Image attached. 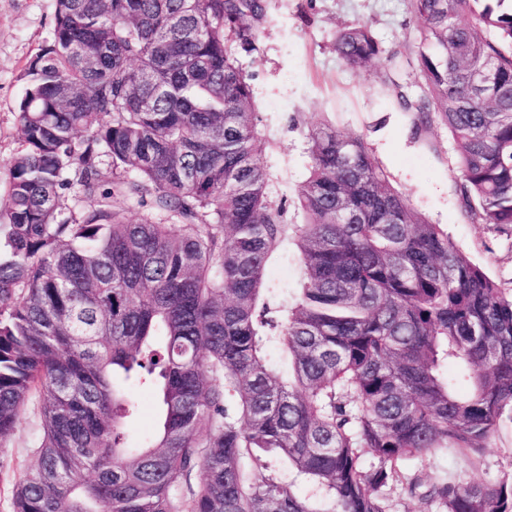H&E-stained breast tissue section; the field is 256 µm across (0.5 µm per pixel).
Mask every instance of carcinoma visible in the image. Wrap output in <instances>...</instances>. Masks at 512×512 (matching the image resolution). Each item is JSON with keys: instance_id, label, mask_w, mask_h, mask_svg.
Segmentation results:
<instances>
[{"instance_id": "carcinoma-1", "label": "carcinoma", "mask_w": 512, "mask_h": 512, "mask_svg": "<svg viewBox=\"0 0 512 512\" xmlns=\"http://www.w3.org/2000/svg\"><path fill=\"white\" fill-rule=\"evenodd\" d=\"M411 10L421 82L415 96L393 83L397 96L418 127L450 132L472 219L510 226L512 0ZM265 18L264 0H55L0 209V441L30 402L42 424L14 512H388L398 462L479 451L512 414V293L362 138L310 135L305 223L269 197L229 45L254 50ZM334 48L355 71L385 53L364 25ZM116 195L145 214L126 218ZM290 240L304 281L288 307L264 272ZM132 387L158 399L136 446ZM264 453L292 481L257 477ZM422 500L512 512V486L448 483Z\"/></svg>"}]
</instances>
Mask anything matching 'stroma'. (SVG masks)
<instances>
[{
    "label": "stroma",
    "instance_id": "35a3bbf8",
    "mask_svg": "<svg viewBox=\"0 0 512 512\" xmlns=\"http://www.w3.org/2000/svg\"><path fill=\"white\" fill-rule=\"evenodd\" d=\"M55 0H0V208L8 199L7 163L19 148L16 113L23 93L21 76L29 60L50 39ZM368 25L388 50L399 51V70L415 83L417 20L410 0H266V21L256 49L238 52L253 87L261 136V159L269 173L271 199L283 203L289 223H301L297 189L311 166L309 134L328 122L360 136L411 205L485 273L512 289V227L475 223L461 192L455 143L433 124L416 132V115L403 111L388 86L385 60L362 71L336 54L339 29ZM303 275L296 247L272 256L265 283L277 297H295ZM40 419L27 408L14 432L0 441V512H14V484L38 460L35 441ZM419 490L443 483L512 484V419H503L478 453L440 448L400 463L383 487L389 512H440L424 508Z\"/></svg>",
    "mask_w": 512,
    "mask_h": 512
}]
</instances>
